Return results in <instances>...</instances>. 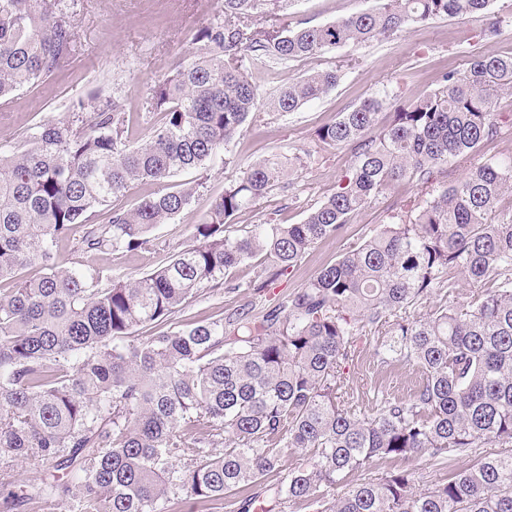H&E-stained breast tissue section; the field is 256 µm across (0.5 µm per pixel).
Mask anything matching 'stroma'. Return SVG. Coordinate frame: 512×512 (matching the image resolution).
I'll return each mask as SVG.
<instances>
[{
	"label": "stroma",
	"instance_id": "35a3bbf8",
	"mask_svg": "<svg viewBox=\"0 0 512 512\" xmlns=\"http://www.w3.org/2000/svg\"><path fill=\"white\" fill-rule=\"evenodd\" d=\"M379 0H293L288 20L299 26H319L374 9ZM75 27L80 52L48 81L17 91L12 102L0 106V142H20L35 126L68 119L78 109L93 110L105 103L118 105L132 120L131 144H139L156 122L146 102L154 86L202 48L198 31L224 20V0H63ZM512 54V0H491L487 13L468 18H437L410 25L397 34L372 42L347 44L312 58L253 70L251 81L259 100L279 87L316 70L341 72L334 90L291 113L263 106L251 114L228 146L227 158H216L207 168L176 174L161 183H132L127 192L99 207L95 220L106 222L111 209L130 208L144 197L190 183L198 191L187 208L169 223L156 227L150 244L135 251L86 252L79 234L62 240L56 263L62 268L92 267L103 280L118 279L157 269L162 260L193 243V226L212 201L235 179L241 167L273 155L306 156L304 169L289 183L274 187L231 220L234 235L249 234L257 224H299L335 192L342 175L353 166L351 147L323 144L318 129L377 93L411 100L429 93L441 74L464 69L476 55ZM429 189L404 179L384 196L353 216L342 233L315 246L293 268L261 290L247 283L259 270L260 259L232 269L223 286L202 290L167 322V330L198 321H212L244 309L262 319L285 296L299 291L326 265L335 263L350 247L371 236L392 215L417 207ZM378 331L357 341V352L346 369L353 406L362 414L375 412L379 395L409 398L418 380L415 367L377 364L373 348ZM473 455L451 457L436 464L429 456L382 459L365 471L350 475L348 484L379 481L387 472L407 469L426 480L472 465Z\"/></svg>",
	"mask_w": 512,
	"mask_h": 512
}]
</instances>
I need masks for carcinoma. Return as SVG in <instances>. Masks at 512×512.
<instances>
[{
  "instance_id": "obj_1",
  "label": "carcinoma",
  "mask_w": 512,
  "mask_h": 512,
  "mask_svg": "<svg viewBox=\"0 0 512 512\" xmlns=\"http://www.w3.org/2000/svg\"><path fill=\"white\" fill-rule=\"evenodd\" d=\"M287 4L224 0V22L197 35L206 50L154 87L149 111L160 120L141 144L130 146L126 113L107 105L0 149V283L11 284L0 295V450L68 476L25 495L1 491L6 512L36 497L71 512H172L182 496L221 512L225 498L261 481L269 482L263 512L297 501L316 512H512V215L491 219L512 193V158L480 155L512 126L511 114L492 109V96L512 93V55L476 56L421 97L398 104L376 94L322 126L318 139L352 146L355 162L301 224L228 233L233 216L305 164L300 155L267 158L224 188L194 225L196 244L156 270L105 284L93 269L53 268L55 248L76 227L88 252L134 251L185 210L199 185L94 222L132 183L202 168L227 149L260 105L251 69L482 13L490 0H380L321 26H263ZM77 50L60 0H0V100L52 77ZM339 79L337 70L308 74L279 88L270 107L295 112ZM389 106V124L373 132ZM403 178L432 185L430 197L262 320L236 311L131 341L259 255L270 264L246 287L262 288ZM35 264L40 276H17ZM461 281L480 293L416 312ZM369 326L386 332L377 361L408 363L420 382L410 398H386L360 416L345 368ZM488 445L498 452L420 489L400 470L327 496L379 459ZM293 449L309 458L285 472L281 459Z\"/></svg>"
}]
</instances>
